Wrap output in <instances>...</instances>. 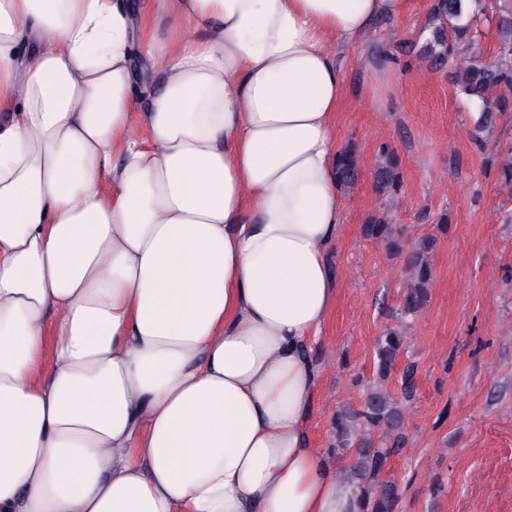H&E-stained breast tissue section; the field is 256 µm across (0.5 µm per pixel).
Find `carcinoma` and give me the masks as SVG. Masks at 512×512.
Returning <instances> with one entry per match:
<instances>
[{"mask_svg": "<svg viewBox=\"0 0 512 512\" xmlns=\"http://www.w3.org/2000/svg\"><path fill=\"white\" fill-rule=\"evenodd\" d=\"M486 0H435L429 10L426 28L430 36L419 47L416 56L433 66L456 62L453 83L481 106L477 130L494 124L496 115L512 105V0H491L492 18L496 20L499 46L496 56L487 61L473 51L478 22L485 14ZM335 176L340 187L350 188L359 178V155L355 145L339 149L335 160ZM402 171L398 157L385 144L381 145L373 171L375 192L392 197L402 188ZM363 237L381 242L393 254L404 250L401 233L393 225L390 210L384 206L371 211L361 226ZM433 236L419 238L408 252L405 262L403 312L414 315L428 300L432 281L429 255L436 247ZM403 345L402 334L391 330L378 340L377 375L386 380ZM403 415L402 406L381 389L372 390L363 405L354 411L337 412L332 418L335 430L334 451L356 446V460L346 479L357 486L364 507L362 512H393L398 488L392 482H381L394 449L389 438Z\"/></svg>", "mask_w": 512, "mask_h": 512, "instance_id": "obj_1", "label": "carcinoma"}]
</instances>
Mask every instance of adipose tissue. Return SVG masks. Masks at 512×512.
I'll return each instance as SVG.
<instances>
[{
	"mask_svg": "<svg viewBox=\"0 0 512 512\" xmlns=\"http://www.w3.org/2000/svg\"><path fill=\"white\" fill-rule=\"evenodd\" d=\"M156 2L162 38L0 0V512H360L307 445L308 347L338 57L401 0ZM135 77L136 87L143 95L140 97L141 105L144 106L146 103V96L159 85L157 77L152 73L148 63L142 58L137 57L135 59Z\"/></svg>",
	"mask_w": 512,
	"mask_h": 512,
	"instance_id": "obj_1",
	"label": "adipose tissue"
}]
</instances>
